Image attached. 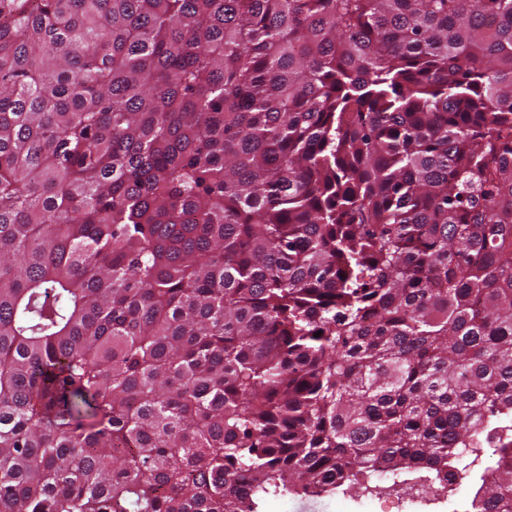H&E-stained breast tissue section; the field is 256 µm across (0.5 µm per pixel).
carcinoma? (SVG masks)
Returning a JSON list of instances; mask_svg holds the SVG:
<instances>
[{
	"instance_id": "cac0c4a2",
	"label": "carcinoma",
	"mask_w": 512,
	"mask_h": 512,
	"mask_svg": "<svg viewBox=\"0 0 512 512\" xmlns=\"http://www.w3.org/2000/svg\"><path fill=\"white\" fill-rule=\"evenodd\" d=\"M0 0V512H264L483 468L512 512V0ZM321 335H316V332ZM281 505H286L287 507L281 508ZM265 510H288V512H335L336 501L332 498H301L288 495V497L272 499Z\"/></svg>"
}]
</instances>
